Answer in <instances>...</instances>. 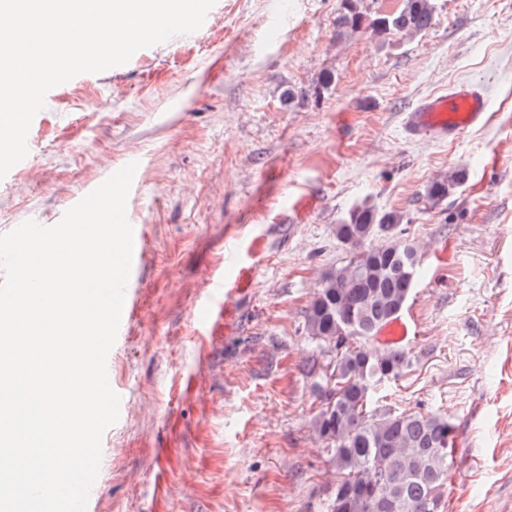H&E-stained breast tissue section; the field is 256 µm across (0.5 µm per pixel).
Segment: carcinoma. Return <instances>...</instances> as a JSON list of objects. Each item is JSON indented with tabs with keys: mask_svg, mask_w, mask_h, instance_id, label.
<instances>
[{
	"mask_svg": "<svg viewBox=\"0 0 512 512\" xmlns=\"http://www.w3.org/2000/svg\"><path fill=\"white\" fill-rule=\"evenodd\" d=\"M434 0H402L390 14L364 16L356 0H340L336 37L368 30L374 35H416L434 21ZM459 168L430 183L439 203L463 184ZM403 215L359 207L336 225L349 259L326 273L305 309L308 337L336 351L325 407L312 427L327 442L336 469L330 512H444L454 426L447 416L419 410L371 411L375 386L397 380L413 351L379 345L376 338L407 303L421 275L413 241L397 232Z\"/></svg>",
	"mask_w": 512,
	"mask_h": 512,
	"instance_id": "obj_1",
	"label": "carcinoma"
}]
</instances>
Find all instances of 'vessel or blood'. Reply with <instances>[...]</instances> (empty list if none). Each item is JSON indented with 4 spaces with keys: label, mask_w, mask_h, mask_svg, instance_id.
I'll return each mask as SVG.
<instances>
[{
    "label": "vessel or blood",
    "mask_w": 512,
    "mask_h": 512,
    "mask_svg": "<svg viewBox=\"0 0 512 512\" xmlns=\"http://www.w3.org/2000/svg\"><path fill=\"white\" fill-rule=\"evenodd\" d=\"M487 110L484 85L465 81L420 99L406 113L404 127L414 138L452 139L479 123Z\"/></svg>",
    "instance_id": "b4317fda"
}]
</instances>
